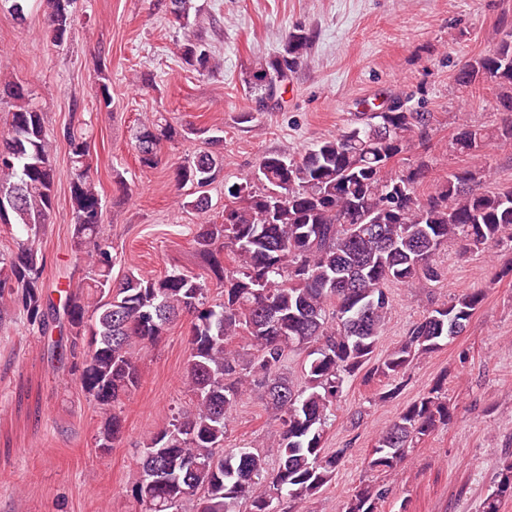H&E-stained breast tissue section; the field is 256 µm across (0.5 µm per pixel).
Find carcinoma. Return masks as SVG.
<instances>
[{
    "instance_id": "obj_1",
    "label": "carcinoma",
    "mask_w": 512,
    "mask_h": 512,
    "mask_svg": "<svg viewBox=\"0 0 512 512\" xmlns=\"http://www.w3.org/2000/svg\"><path fill=\"white\" fill-rule=\"evenodd\" d=\"M172 22L187 25L189 0H170ZM74 0H45L46 23L56 45L73 31ZM310 36L298 28L282 50L261 58L250 71V88L260 99L275 100L281 86L309 49ZM181 58L199 74L212 71L207 49L186 36ZM488 78L498 88L499 105L512 112V36L456 76L460 86ZM7 131L0 132V227L13 247L0 249V319L11 312L44 334L54 303L42 282L44 258L37 244L55 206L60 178L52 157L43 112L20 82L0 87ZM428 114L390 107L367 112L363 121L294 156L268 153L243 182L227 187L222 221L202 224L194 236L198 254L224 286L222 301L204 302L205 283L180 271L155 279L130 271L112 278V242L102 224L87 136L88 123L63 131L73 215L72 239L85 276L70 282L59 300L67 336L52 341L51 354L70 363L72 376L104 417L102 443L110 448L120 434L116 404L139 384L140 351L155 345L179 318H190V355L185 383L193 406L172 418L146 443L132 478L134 498L144 512H234L250 502V512H270L272 495L300 503L336 474L343 450L323 448L327 414L345 383L358 374L371 381L404 377L410 364L460 334L482 305L485 294L466 289L415 322L406 339L381 363L368 367L391 313L389 285L440 273L432 257L450 241L480 248L512 230V188L480 191L489 169L479 157L492 140L512 142V123L492 132L459 120L450 148L472 164L451 171L433 191L418 186L425 163L400 174L390 167L413 144ZM212 132L211 149L172 169V179L200 194L187 205L209 210L201 189L221 170V130L188 124L179 130L160 117L144 125L133 146L143 169L160 161L161 144L180 133ZM231 254L234 267L220 255ZM247 338L250 353L235 340ZM308 348L311 359L299 385L284 375L285 351ZM257 387L265 407L280 421L277 469L248 447H224L227 417L243 392ZM454 407L443 381L403 409L370 449L368 467L391 474L409 449L441 424ZM387 489L361 487L344 512H379ZM512 498V460H505L481 512H501Z\"/></svg>"
}]
</instances>
